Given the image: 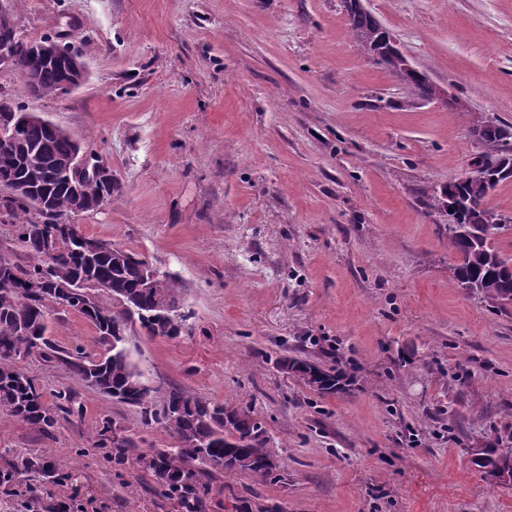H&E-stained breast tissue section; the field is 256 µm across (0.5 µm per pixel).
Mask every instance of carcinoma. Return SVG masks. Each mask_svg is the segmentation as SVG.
Returning a JSON list of instances; mask_svg holds the SVG:
<instances>
[{
    "label": "carcinoma",
    "instance_id": "cac0c4a2",
    "mask_svg": "<svg viewBox=\"0 0 512 512\" xmlns=\"http://www.w3.org/2000/svg\"><path fill=\"white\" fill-rule=\"evenodd\" d=\"M348 22L355 42L364 54L387 71L406 92L423 99L433 97L428 76L410 70L391 43V35L358 0H345ZM31 41L20 38L14 46L16 66L29 73L28 86L39 96L62 92L67 69L62 63H37L32 58ZM482 145L484 156L504 158L512 154V127L479 123L471 130ZM74 144L67 135H58L42 125L26 128L19 137L0 139V185L27 184L37 195L47 197L49 206L38 209L32 204L4 201L3 207L16 224V239L32 258L23 268L10 257L0 254V280L9 279L11 287L0 284V412L20 420L42 433H50L59 413H70L73 400L67 391L49 401L36 378L25 373L18 363L32 356V339H38L46 363H57L88 384L95 380L116 391L113 400L141 410L144 418L161 425L177 445L153 448L135 454V443L125 430L106 419L91 440L93 448L112 449V462L123 465L136 462L154 472L164 496L175 498L183 512H201L203 495L210 491L201 483L203 477L224 474L232 477L246 473L256 480L277 482L280 469L270 464L272 456L265 448V431L248 408L226 405L195 396L171 386L156 397L143 381V374L131 360L130 353L112 352V339H125L139 329L151 337L173 339L181 335L187 316L173 313L170 328L156 326L154 317L164 306L178 302L177 289L165 274L150 288L142 287V275L136 254L114 244H104L102 251L89 258L80 251L79 226L69 225L67 237L56 255L44 252L46 236L63 225V219L94 210L104 195L112 198L120 186L101 180L85 182L79 192L70 188L67 168ZM504 179L489 186L481 183L450 182L433 189L430 206L443 211V196L455 195L460 204V221L465 224H496L507 231L508 216L487 203L490 193ZM449 245L458 256L448 266L451 276L464 287L495 302H512V264L503 260L492 239L477 236L449 237ZM90 276L103 284L86 294L64 295L62 285L74 274ZM31 279L44 280V287L28 297L20 292ZM75 311L96 329L103 346L101 356L91 358L57 348L48 333V311ZM278 368L300 378L320 394H334L344 389V374L335 367H324L297 357H283ZM512 459V432L498 436L483 451L480 468ZM57 467L23 458L7 463L0 470V484H13L22 474H54Z\"/></svg>",
    "mask_w": 512,
    "mask_h": 512
}]
</instances>
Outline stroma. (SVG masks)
<instances>
[{
  "instance_id": "stroma-1",
  "label": "stroma",
  "mask_w": 512,
  "mask_h": 512,
  "mask_svg": "<svg viewBox=\"0 0 512 512\" xmlns=\"http://www.w3.org/2000/svg\"><path fill=\"white\" fill-rule=\"evenodd\" d=\"M414 66L458 99L405 93L360 52L344 0H23L21 36L63 37L87 78L34 95L0 69V96L93 149L119 197L68 216L173 277L187 329L136 332L149 386L250 408L284 468L277 483L212 480L203 512H512V489L471 462L512 428V303L448 274L457 256L430 208L460 177L476 121L512 126V0H362ZM65 350L103 347L73 311ZM292 355L342 369L322 396L283 373ZM20 366L75 409L45 435L0 413V468L61 460L69 479L0 489V512H179L152 471L89 447L103 419L138 450L175 440L139 408L65 368Z\"/></svg>"
}]
</instances>
